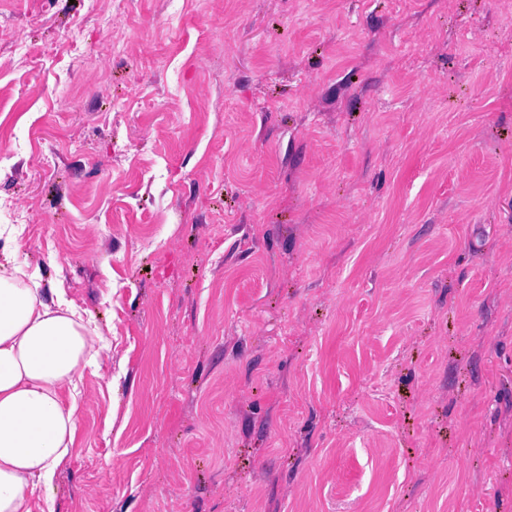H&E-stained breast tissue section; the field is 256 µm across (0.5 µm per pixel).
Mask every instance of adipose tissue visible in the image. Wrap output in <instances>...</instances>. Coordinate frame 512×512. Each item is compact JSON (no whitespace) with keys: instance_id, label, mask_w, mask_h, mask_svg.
<instances>
[{"instance_id":"obj_1","label":"adipose tissue","mask_w":512,"mask_h":512,"mask_svg":"<svg viewBox=\"0 0 512 512\" xmlns=\"http://www.w3.org/2000/svg\"><path fill=\"white\" fill-rule=\"evenodd\" d=\"M101 342L75 305L47 297L23 267L0 268V512H44L38 490L78 430L61 392L97 362Z\"/></svg>"}]
</instances>
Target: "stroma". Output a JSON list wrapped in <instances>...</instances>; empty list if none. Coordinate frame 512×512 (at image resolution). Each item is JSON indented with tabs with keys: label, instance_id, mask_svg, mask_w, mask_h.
<instances>
[{
	"label": "stroma",
	"instance_id": "35a3bbf8",
	"mask_svg": "<svg viewBox=\"0 0 512 512\" xmlns=\"http://www.w3.org/2000/svg\"><path fill=\"white\" fill-rule=\"evenodd\" d=\"M0 236L54 512H512V0H0ZM43 289L23 267L0 265V512H44L37 492L70 457L78 430L61 392L102 348L98 327Z\"/></svg>",
	"mask_w": 512,
	"mask_h": 512
}]
</instances>
